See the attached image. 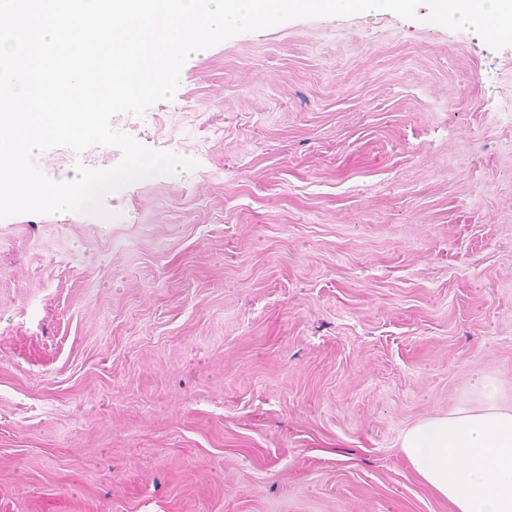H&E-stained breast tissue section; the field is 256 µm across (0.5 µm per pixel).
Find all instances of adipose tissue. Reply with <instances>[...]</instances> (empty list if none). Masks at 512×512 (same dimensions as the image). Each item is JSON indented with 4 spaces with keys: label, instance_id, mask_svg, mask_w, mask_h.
Here are the masks:
<instances>
[{
    "label": "adipose tissue",
    "instance_id": "ef3b65f1",
    "mask_svg": "<svg viewBox=\"0 0 512 512\" xmlns=\"http://www.w3.org/2000/svg\"><path fill=\"white\" fill-rule=\"evenodd\" d=\"M474 386L480 404L416 422L400 446L454 512H512V405L496 402L484 376Z\"/></svg>",
    "mask_w": 512,
    "mask_h": 512
}]
</instances>
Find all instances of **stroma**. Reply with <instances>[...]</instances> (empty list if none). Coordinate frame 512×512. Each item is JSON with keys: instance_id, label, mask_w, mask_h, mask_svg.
<instances>
[{"instance_id": "stroma-1", "label": "stroma", "mask_w": 512, "mask_h": 512, "mask_svg": "<svg viewBox=\"0 0 512 512\" xmlns=\"http://www.w3.org/2000/svg\"><path fill=\"white\" fill-rule=\"evenodd\" d=\"M427 14L201 50L110 121L193 167L0 218V512H451L399 438L512 403V45Z\"/></svg>"}]
</instances>
